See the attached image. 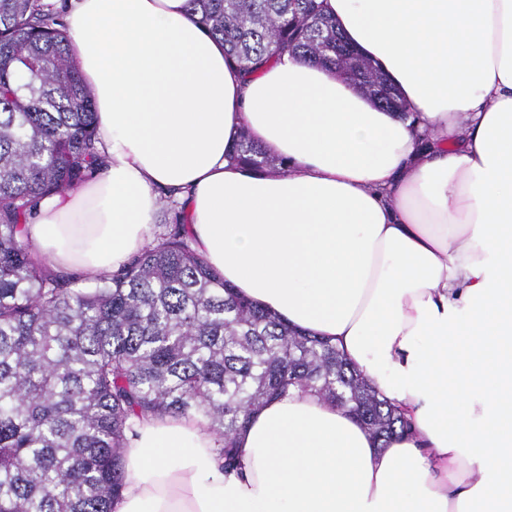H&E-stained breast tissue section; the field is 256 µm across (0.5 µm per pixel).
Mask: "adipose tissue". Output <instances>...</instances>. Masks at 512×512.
Masks as SVG:
<instances>
[{
  "instance_id": "1",
  "label": "adipose tissue",
  "mask_w": 512,
  "mask_h": 512,
  "mask_svg": "<svg viewBox=\"0 0 512 512\" xmlns=\"http://www.w3.org/2000/svg\"><path fill=\"white\" fill-rule=\"evenodd\" d=\"M321 2L407 116L288 54L244 79L187 0H68L108 159L30 238L56 271L110 273L180 189L197 252L343 350L412 430L381 449L292 390L228 469L195 418L150 417L113 512H512V0ZM244 127L288 174L229 161Z\"/></svg>"
}]
</instances>
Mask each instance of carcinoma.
Returning <instances> with one entry per match:
<instances>
[{
  "label": "carcinoma",
  "instance_id": "cac0c4a2",
  "mask_svg": "<svg viewBox=\"0 0 512 512\" xmlns=\"http://www.w3.org/2000/svg\"><path fill=\"white\" fill-rule=\"evenodd\" d=\"M252 74L289 53L330 64L380 108L408 115L317 0H188ZM227 158L256 173L274 158L247 132ZM103 163L94 99L58 13L0 0V512H113L124 448L149 416H191L224 468L261 406L293 387L353 415L387 443L407 419L328 341L235 292L195 251L172 196L127 266L72 288L32 253L26 226L47 197Z\"/></svg>",
  "mask_w": 512,
  "mask_h": 512
}]
</instances>
